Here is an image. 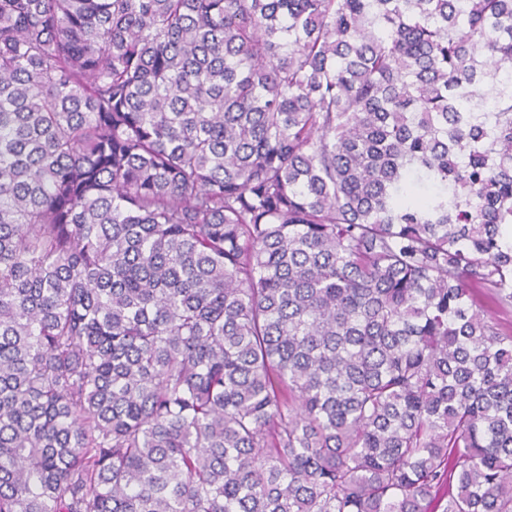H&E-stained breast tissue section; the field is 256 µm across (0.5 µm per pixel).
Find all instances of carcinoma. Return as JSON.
<instances>
[{
	"label": "carcinoma",
	"instance_id": "1",
	"mask_svg": "<svg viewBox=\"0 0 512 512\" xmlns=\"http://www.w3.org/2000/svg\"><path fill=\"white\" fill-rule=\"evenodd\" d=\"M512 0H0V512H512ZM474 299L477 308L483 309L488 318H493L503 334L512 333V308L502 310L485 290H477Z\"/></svg>",
	"mask_w": 512,
	"mask_h": 512
}]
</instances>
